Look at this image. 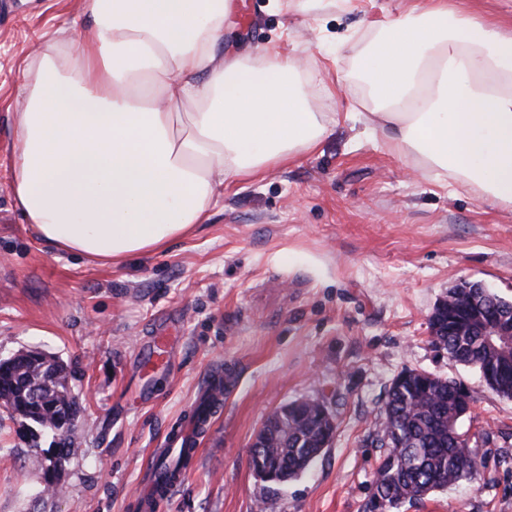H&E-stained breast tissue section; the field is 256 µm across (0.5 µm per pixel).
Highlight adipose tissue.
<instances>
[{
    "mask_svg": "<svg viewBox=\"0 0 512 512\" xmlns=\"http://www.w3.org/2000/svg\"><path fill=\"white\" fill-rule=\"evenodd\" d=\"M91 40L26 66L13 191L55 248L112 266L209 218L230 179L316 151L314 98L352 83L366 134L427 176L512 206V34L428 0L384 10L354 71L303 53L218 58L229 0H84Z\"/></svg>",
    "mask_w": 512,
    "mask_h": 512,
    "instance_id": "adipose-tissue-1",
    "label": "adipose tissue"
}]
</instances>
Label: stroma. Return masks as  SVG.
<instances>
[{
  "label": "stroma",
  "instance_id": "obj_1",
  "mask_svg": "<svg viewBox=\"0 0 512 512\" xmlns=\"http://www.w3.org/2000/svg\"><path fill=\"white\" fill-rule=\"evenodd\" d=\"M219 54L307 48L321 71L356 64L383 7L276 11L232 0ZM83 0H0V359L37 349L59 357L83 411L60 493L45 489L50 437L32 445L0 407V512H139L154 449L186 419L214 375L228 387L202 436L195 469L156 512H368L382 406L404 369L460 382V427L483 458L477 483L430 493L399 512H512V399L482 386L431 341L429 317L460 281L512 299V207L467 186L416 174L344 118L358 88L337 90L338 120L319 149L262 178L227 184L209 219L164 251L101 266L55 250L24 224L11 158L25 63L53 42L86 40ZM172 336L169 363L142 368L141 349ZM324 401L336 434L310 471L285 484L257 479L256 433L276 406Z\"/></svg>",
  "mask_w": 512,
  "mask_h": 512
}]
</instances>
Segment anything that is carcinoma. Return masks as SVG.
<instances>
[{"instance_id": "1", "label": "carcinoma", "mask_w": 512, "mask_h": 512, "mask_svg": "<svg viewBox=\"0 0 512 512\" xmlns=\"http://www.w3.org/2000/svg\"><path fill=\"white\" fill-rule=\"evenodd\" d=\"M465 306L490 316L512 321V300L490 297L481 288L470 289ZM436 346L464 366L477 369L487 389L512 399V347L499 336H490L483 322L468 318L448 321V334L432 337ZM42 364L36 357L26 362L0 361V397L14 398L12 413L28 418L56 444L66 448L44 465L61 469L72 451L74 427L57 425L60 417L80 413L75 394L68 393L67 367L59 363L60 376L42 378ZM403 382L387 392L383 406L387 429L397 435L384 449L372 479L370 512H391L405 502L421 499L429 492L455 486L480 477L482 460L468 445L458 423L468 407V395L453 380L418 369L399 373ZM324 402L300 400L288 404V441L269 428L265 447L253 448L252 467L256 476L288 481L306 473L333 441L335 432L323 416ZM219 410V399L204 400L197 410L196 426L204 430L208 418ZM185 465V456L172 458L158 472L156 487L164 488Z\"/></svg>"}]
</instances>
